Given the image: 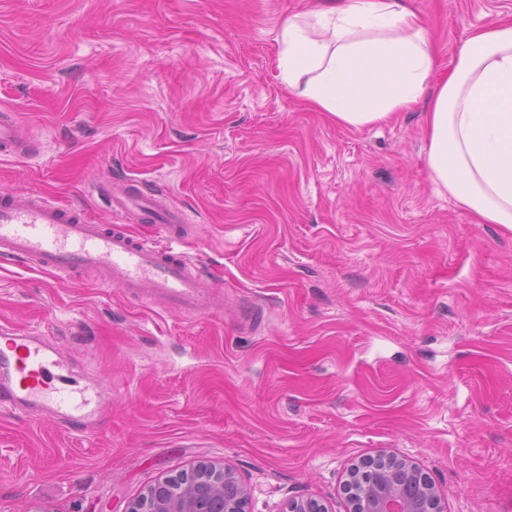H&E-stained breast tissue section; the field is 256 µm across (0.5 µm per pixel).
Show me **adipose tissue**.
<instances>
[{
	"label": "adipose tissue",
	"instance_id": "obj_1",
	"mask_svg": "<svg viewBox=\"0 0 512 512\" xmlns=\"http://www.w3.org/2000/svg\"><path fill=\"white\" fill-rule=\"evenodd\" d=\"M283 83L336 124L386 123L428 100L432 181L483 224L512 230V22L473 31L434 81L429 32L406 0H338L288 19L278 36Z\"/></svg>",
	"mask_w": 512,
	"mask_h": 512
}]
</instances>
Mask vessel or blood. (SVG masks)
Listing matches in <instances>:
<instances>
[{
    "mask_svg": "<svg viewBox=\"0 0 512 512\" xmlns=\"http://www.w3.org/2000/svg\"><path fill=\"white\" fill-rule=\"evenodd\" d=\"M20 126L0 118V152L21 150ZM107 208L151 218L157 237L133 238L124 226L92 222L82 210L42 197L0 195V257L29 262L69 276L98 270L102 282L152 306L201 314L221 307L224 291L203 266L180 249L184 213L164 206L131 181L103 182ZM64 356L46 336L0 327V401L24 415L53 418L69 431H85L98 418L87 390L59 383L54 370Z\"/></svg>",
    "mask_w": 512,
    "mask_h": 512,
    "instance_id": "1",
    "label": "vessel or blood"
}]
</instances>
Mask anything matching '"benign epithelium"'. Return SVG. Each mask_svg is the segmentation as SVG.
Segmentation results:
<instances>
[{
  "label": "benign epithelium",
  "mask_w": 512,
  "mask_h": 512,
  "mask_svg": "<svg viewBox=\"0 0 512 512\" xmlns=\"http://www.w3.org/2000/svg\"><path fill=\"white\" fill-rule=\"evenodd\" d=\"M165 483L153 487L154 495L133 502L127 512H242L251 490L226 469L202 467L190 474L180 490L168 495ZM350 512H438L437 496L430 491L424 505L409 498L398 483L385 490L351 499Z\"/></svg>",
  "instance_id": "7a95c632"
}]
</instances>
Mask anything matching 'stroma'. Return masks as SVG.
I'll list each match as a JSON object with an SVG mask.
<instances>
[{"mask_svg": "<svg viewBox=\"0 0 512 512\" xmlns=\"http://www.w3.org/2000/svg\"><path fill=\"white\" fill-rule=\"evenodd\" d=\"M315 0H0V113L26 152L0 193L121 224L106 176L165 194L224 286L203 314L90 273L0 258V325L52 337L107 419L76 433L0 405V512H126L226 466L246 512H348L354 465L408 457L442 512H512V231L425 166L426 107L349 129L292 95L278 35ZM447 74L512 0H410Z\"/></svg>", "mask_w": 512, "mask_h": 512, "instance_id": "1", "label": "stroma"}]
</instances>
